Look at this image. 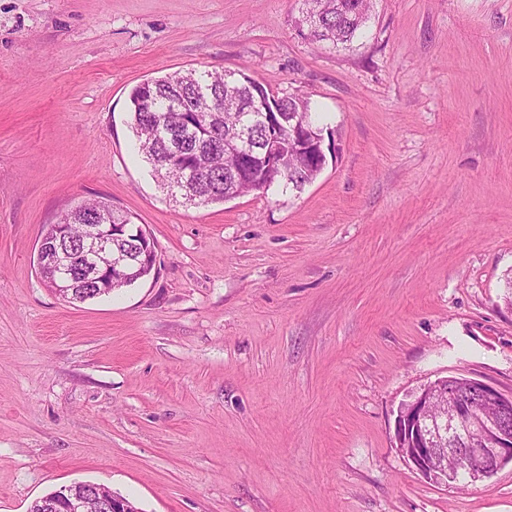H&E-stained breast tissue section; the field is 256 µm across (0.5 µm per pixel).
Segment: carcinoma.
<instances>
[{"mask_svg":"<svg viewBox=\"0 0 512 512\" xmlns=\"http://www.w3.org/2000/svg\"><path fill=\"white\" fill-rule=\"evenodd\" d=\"M370 8V0H302V17L309 20L304 37L311 42H325L333 46L350 42L362 29ZM238 78L229 83L224 74L210 71L174 72L151 78L135 86L130 93L131 128L137 138L139 151L151 165L159 186L175 197L180 169L194 164L205 156L207 172L203 182L192 190L197 206L235 199L250 192L262 190V184L231 171L232 162L224 157V134L238 125L240 103L237 89H253L269 93L245 71L237 72ZM215 104L218 112L200 113L191 132L176 131L171 138L155 139L157 127L165 122L180 125L203 102ZM274 104L284 117L304 112L310 122H315L309 101L297 94L276 96ZM281 179L277 184L301 190L314 179L307 158L292 150L286 151ZM69 224V237L64 242L74 263H80V239L85 224H131L132 214L117 209L106 199L85 203L62 214ZM66 301L86 302L94 299L93 288L84 279L76 278L72 290H57Z\"/></svg>","mask_w":512,"mask_h":512,"instance_id":"cac0c4a2","label":"carcinoma"}]
</instances>
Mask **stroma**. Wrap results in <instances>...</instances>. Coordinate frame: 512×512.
Wrapping results in <instances>:
<instances>
[{"label":"stroma","mask_w":512,"mask_h":512,"mask_svg":"<svg viewBox=\"0 0 512 512\" xmlns=\"http://www.w3.org/2000/svg\"><path fill=\"white\" fill-rule=\"evenodd\" d=\"M299 0H0V512L94 481L140 512H512L393 446L435 380L512 395V0H373L344 49ZM248 68L335 147L302 191L169 200L129 94ZM108 199L154 270L70 303L47 226Z\"/></svg>","instance_id":"obj_1"}]
</instances>
